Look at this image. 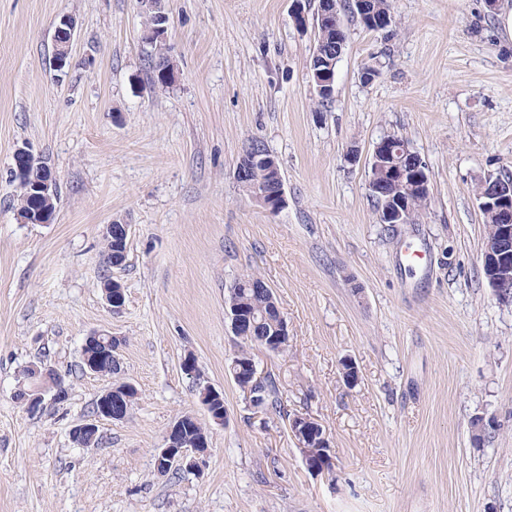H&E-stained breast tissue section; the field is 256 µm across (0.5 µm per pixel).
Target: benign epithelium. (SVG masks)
<instances>
[{
    "mask_svg": "<svg viewBox=\"0 0 512 512\" xmlns=\"http://www.w3.org/2000/svg\"><path fill=\"white\" fill-rule=\"evenodd\" d=\"M146 3H157L160 11L155 14V31L161 33L160 39H165L168 29V13L165 0H144ZM320 25L332 26L336 19L335 0H321L319 9ZM77 30L75 20L69 15L60 17L55 29L54 45L55 68L64 71L69 61L71 46ZM17 168L14 171L13 183L15 188L28 196H35L45 204V209L36 216L25 218L27 224H46L51 218V206L58 190V175L52 170L43 169L41 157L27 147H19L15 151ZM412 158L414 164L405 168L396 166L395 173L388 180L370 179L368 188L371 193L385 201L386 207L381 215L384 224L404 223L406 202L404 197L407 187L417 188V193L423 197L431 196V186L427 174L426 163L412 150L409 144L400 141L391 134L382 136L374 145L372 152L373 165L392 164L396 158ZM261 165L268 169L271 175L270 189L257 192L252 198L271 212H277L286 204L284 181L281 169L276 161L264 154L256 153L250 161L241 163L236 168V180L243 188L252 189L251 174L254 166ZM479 207L493 215L496 224L493 232L486 238L482 253V264L487 271V279L494 296L499 303L512 305V186L506 190L492 187L483 190L479 195ZM103 236L112 239V254L116 257L127 254L129 244V225L106 224ZM107 303L112 312L122 309L123 289L119 282L114 281L103 289ZM281 331L271 342L265 344L263 350L269 354H277L289 342L290 333L285 317H280ZM122 339L110 333L93 331L85 337L83 348H91L98 353L109 355L110 359L118 358ZM232 367L237 374H245L251 380L250 386L260 383L265 373L259 370L255 355L247 359H236ZM31 370L40 378L41 385L30 390L28 403L37 405L44 400V393L54 389V398L62 395L61 387L54 385L58 374L54 369L33 365ZM138 395L136 387L129 382L112 383L98 397V409L92 419L77 425L72 430L74 441L82 446L89 435L97 433L98 421L102 418L120 421L125 419L131 409V403ZM290 431L296 440L302 457L314 473H327L334 469L335 463L331 454V442L326 430L315 420L295 415L289 423ZM209 447L208 434L199 428L198 418L191 413L180 415L167 435L165 446L156 454V467L161 473L172 469H196L203 463V456Z\"/></svg>",
    "mask_w": 512,
    "mask_h": 512,
    "instance_id": "obj_1",
    "label": "benign epithelium"
}]
</instances>
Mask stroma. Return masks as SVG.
<instances>
[{"label": "stroma", "mask_w": 512, "mask_h": 512, "mask_svg": "<svg viewBox=\"0 0 512 512\" xmlns=\"http://www.w3.org/2000/svg\"><path fill=\"white\" fill-rule=\"evenodd\" d=\"M176 78L148 79L138 0H0V512H512V306L482 271L477 194L512 174V37L487 0H393L396 24L347 22L335 93L309 82L314 28L294 0H167ZM78 23L66 74L61 16ZM378 72L363 83L364 68ZM426 163L431 202L382 224L368 192L383 135ZM278 161L286 204L235 178L251 139ZM28 146L59 177L47 224H25L10 170ZM130 227L125 266L102 228ZM261 277L288 322L287 353H257L283 413L250 406L227 372L233 280ZM118 279L113 314L101 282ZM122 337L128 417L101 443L72 429L105 377L82 373L91 331ZM193 354L199 378L181 362ZM359 375L348 384L342 359ZM44 362L64 402L29 414L21 373ZM224 393L215 424L200 384ZM209 433L200 471L158 474L179 415ZM315 419L335 468L309 471L288 415ZM496 428L473 441L470 423ZM77 30L75 20L69 16H61L55 29L54 45H55V68L64 72L69 61L71 46Z\"/></svg>", "instance_id": "35a3bbf8"}]
</instances>
